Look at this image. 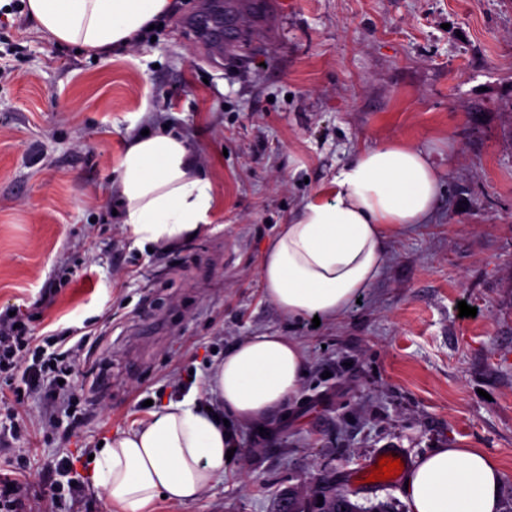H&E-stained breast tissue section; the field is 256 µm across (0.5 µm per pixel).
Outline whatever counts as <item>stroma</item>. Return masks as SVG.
<instances>
[{
	"label": "stroma",
	"instance_id": "obj_1",
	"mask_svg": "<svg viewBox=\"0 0 512 512\" xmlns=\"http://www.w3.org/2000/svg\"><path fill=\"white\" fill-rule=\"evenodd\" d=\"M204 2L177 0L98 55L47 39L19 0L0 6V311L20 309L43 347L88 340L72 417L47 426L43 400L25 399L0 479L23 482L33 512H107L90 474L100 441L189 391L216 406L215 364L275 334L308 358L295 399L231 422L223 478L152 512H278L283 491L317 485L407 512L401 485L366 488L356 471L384 448L413 462L441 447L498 461L512 512V0H283L268 25L266 0H222L218 61L183 26ZM160 123L193 142L219 228L143 252L113 214L112 170L128 135ZM394 138L437 162V212L391 241L360 302L307 328L264 293L268 242ZM65 457L76 498L55 492Z\"/></svg>",
	"mask_w": 512,
	"mask_h": 512
}]
</instances>
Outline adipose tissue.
<instances>
[{
    "label": "adipose tissue",
    "mask_w": 512,
    "mask_h": 512,
    "mask_svg": "<svg viewBox=\"0 0 512 512\" xmlns=\"http://www.w3.org/2000/svg\"><path fill=\"white\" fill-rule=\"evenodd\" d=\"M173 7L174 0L26 4L48 38L96 52L128 46ZM115 172L112 190L133 247H175L212 224L213 183L187 137L173 129L130 135ZM440 187L435 164L420 148L399 140L363 148L270 241L259 270L267 298L291 319H339L381 276L391 239L429 223ZM307 364L290 337L246 338L213 372L222 412L191 397L170 401L106 440L93 482L111 512H148L161 498L197 499L228 465L224 418L254 423L276 414L297 394ZM406 480L408 512L500 509L499 466L478 448L433 449Z\"/></svg>",
    "instance_id": "1"
}]
</instances>
